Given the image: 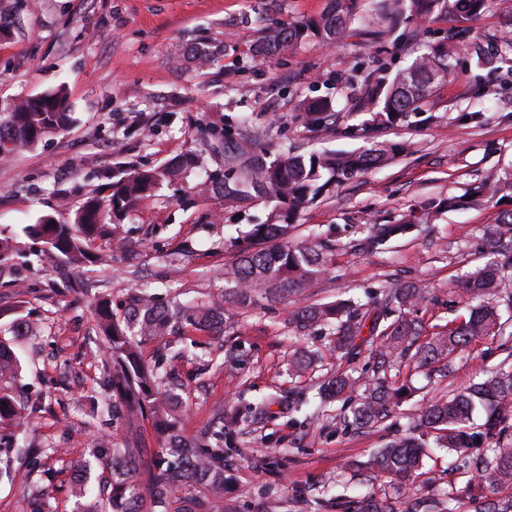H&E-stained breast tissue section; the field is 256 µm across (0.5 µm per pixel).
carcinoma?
Returning <instances> with one entry per match:
<instances>
[{
    "mask_svg": "<svg viewBox=\"0 0 512 512\" xmlns=\"http://www.w3.org/2000/svg\"><path fill=\"white\" fill-rule=\"evenodd\" d=\"M357 0H332L330 9L317 20L288 26L278 31L272 45L260 50H285L304 37L333 44L354 16ZM486 0H386L384 9L408 13L424 19L436 10H465L476 13ZM453 49L440 43L421 55L408 68L388 80L368 76L364 80L365 104L379 108L371 126L353 133L367 137L381 126L394 124L418 108L442 81L447 79ZM331 101L306 98L300 110L312 131L320 135L334 118ZM71 122L67 97L58 89L0 106V153L10 154L31 147L48 137L64 132ZM410 150L408 145L378 143L355 154L324 151L305 157L290 151L270 160L264 154L248 157L243 166L208 175L205 184H195L204 196L235 199L242 195L275 204L269 219L254 224L245 233L246 246L239 261L225 269L224 280L233 285L237 304L250 306L262 299L286 300L300 296L331 272L336 252L335 240L316 233L306 246L286 243L302 210L324 194L348 183L364 171L384 162L389 155ZM200 156L180 154L157 167H138L113 174V181L92 193L74 213L70 223L43 215L22 227L24 235L42 241L44 249L36 262L51 271H64L87 263L106 265L107 253H94L96 239L108 243L124 242V220L130 209L149 199L164 183H174L197 170ZM498 198L512 201V173L492 186L469 188L456 199L462 206H479ZM418 230L410 215L393 224H371L358 240L362 253H377L397 238ZM486 248L482 262L466 275V288L472 309L468 319L431 337L424 335L422 323L407 314L425 299V291L413 282L390 280L374 292L365 304L351 299L305 305L289 312L288 323L299 330L324 329L332 336L333 349L349 363L370 351L373 375L355 377L338 371L323 383L320 397L341 400L359 392L343 424L359 429L382 427L404 398L405 386L393 387L386 377L394 365L415 362L430 367L451 359L472 341L485 336L503 339L499 350L504 358L492 370L463 391L426 404L420 418L408 425L409 434L398 437L379 449L370 466L401 478L421 475L428 457L426 442L412 435L426 431L438 448H446L460 458L458 469L469 475L470 489L496 493L512 486V440L506 436L512 427V317L504 320L499 304L512 310V208L501 211L496 223L485 228ZM96 348L101 360L98 386L102 401L95 417L103 425L123 421L128 439L119 448L110 438L96 443V456L108 465V474L94 483L69 486L78 512H224L225 456L237 449L224 447L241 424L249 419L251 404L232 414L217 415L195 438L184 433L187 407L180 401L181 376L175 363L183 359L193 342L178 346L172 336L192 331L207 332L219 324L223 331L233 328L232 317L211 300L173 299L164 304L154 294L141 289L131 295L124 311L112 309V300H94ZM157 342L158 355L148 364L141 353L143 342ZM316 354L301 352L290 360L297 375L306 373ZM16 354L0 341V379L14 376ZM488 409L480 428L471 427L477 407ZM42 408L41 396L20 403L0 387V428L26 424ZM148 420L161 436L160 448L148 459L136 440L137 425ZM489 447L479 456L469 449L479 443ZM67 448L38 451L13 440L0 453V479L11 476L15 463L24 462L45 480L25 481L22 497L32 506L30 512H45L42 505L50 497L53 477L50 461H63ZM357 512H398L397 502L368 497L357 501Z\"/></svg>",
    "mask_w": 512,
    "mask_h": 512,
    "instance_id": "cac0c4a2",
    "label": "carcinoma"
}]
</instances>
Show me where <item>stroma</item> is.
Wrapping results in <instances>:
<instances>
[{
  "instance_id": "stroma-1",
  "label": "stroma",
  "mask_w": 512,
  "mask_h": 512,
  "mask_svg": "<svg viewBox=\"0 0 512 512\" xmlns=\"http://www.w3.org/2000/svg\"><path fill=\"white\" fill-rule=\"evenodd\" d=\"M380 0H359L356 18L338 41L304 40L289 50L258 54L280 28L318 17L330 0H0V16L12 33L0 37V103L65 86L74 123L37 146L0 154V237L12 239V261L0 264V308L30 320L32 333L15 345L23 369L1 381L15 393L46 391L41 413L19 431L40 448H69L81 455L102 433L124 443L116 423L102 429L92 420L90 397L101 363L89 352L93 294L124 302L146 288L163 301L201 295L218 298L224 270L239 255L249 225L264 222L269 205L253 197L225 201L195 194L193 181L159 189L133 207L125 221L128 250L112 252L106 267L86 265L79 277L91 293L51 288V272L32 264L42 244L23 235V225L44 213L70 221L87 195L110 182L114 171L159 166L189 150L202 172L227 169L237 148L354 152L365 139L349 136L371 118L362 102L367 73L393 77L428 46H457L447 80L405 121L383 130L381 140L409 142L413 151L373 167L333 197L302 212L289 243H309L312 233L336 240L334 270L297 302H269L235 313L233 330L196 333L198 352L224 345L234 360L223 370L198 375L197 361L179 363L191 409L186 435L204 429L240 400L270 402L269 414L246 423L234 438L242 455L226 465L224 512H315L312 492L383 495L409 506L414 497L444 501L449 488L467 482L447 449L434 448L409 490L391 476L367 469L374 452L404 434L431 398L469 385L499 361L492 338L473 341L451 363L447 377L426 376L405 365L393 384L415 392L393 411L391 428L364 432L336 423L335 409L315 413L308 427L293 424L283 397L314 393L339 362L322 333L305 335L288 323L294 306L339 298L365 300L389 279L421 283L428 293L413 315L426 333L469 315L460 285L463 272L481 261L482 233L495 223L499 205L432 210L431 232L391 241L364 255L355 245L367 223L387 224L409 209L458 197L474 184H491L512 171V12L488 0L478 13L437 11L410 20L407 35L393 30ZM201 44L215 54L206 67L178 56L179 47ZM306 97L331 100L336 130L309 132L298 108ZM68 192L59 210L56 189ZM312 346L323 359L300 376L288 373V356Z\"/></svg>"
}]
</instances>
